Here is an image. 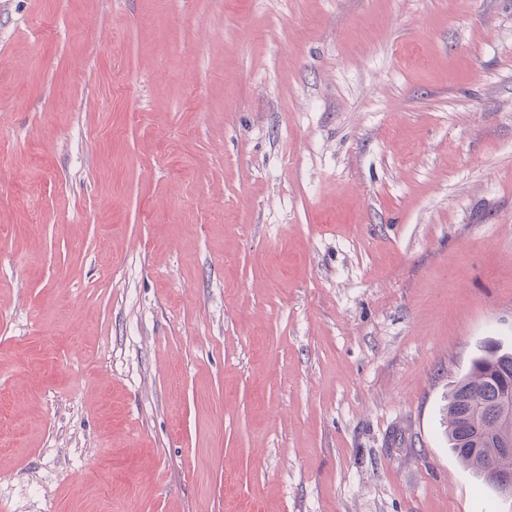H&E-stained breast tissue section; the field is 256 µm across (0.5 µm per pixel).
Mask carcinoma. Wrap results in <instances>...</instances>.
Listing matches in <instances>:
<instances>
[{
  "label": "carcinoma",
  "instance_id": "obj_1",
  "mask_svg": "<svg viewBox=\"0 0 512 512\" xmlns=\"http://www.w3.org/2000/svg\"><path fill=\"white\" fill-rule=\"evenodd\" d=\"M446 415L451 451L479 480L511 496L512 489L490 483L486 473L512 475V452L501 448L512 439V351L499 345L480 351L451 382Z\"/></svg>",
  "mask_w": 512,
  "mask_h": 512
}]
</instances>
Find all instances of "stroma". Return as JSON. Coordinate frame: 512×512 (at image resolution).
<instances>
[{
  "label": "stroma",
  "mask_w": 512,
  "mask_h": 512,
  "mask_svg": "<svg viewBox=\"0 0 512 512\" xmlns=\"http://www.w3.org/2000/svg\"><path fill=\"white\" fill-rule=\"evenodd\" d=\"M491 342L512 0H0V512H512ZM448 447L476 477L501 494L511 489L491 483L489 470L512 475V452L500 444L512 440V351L500 345L481 350L467 372L451 382L446 406ZM474 443L479 450L472 451ZM496 481L499 475L488 472Z\"/></svg>",
  "instance_id": "obj_1"
}]
</instances>
